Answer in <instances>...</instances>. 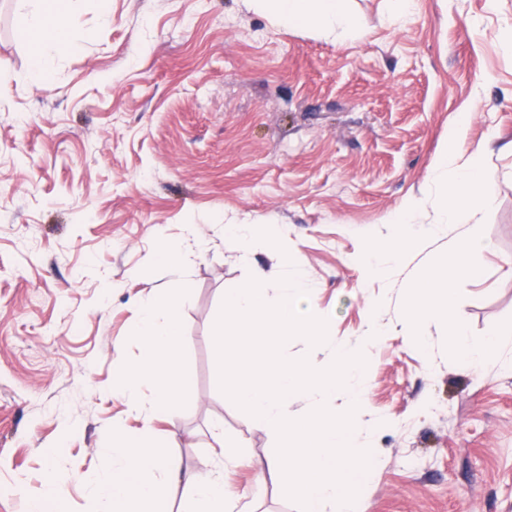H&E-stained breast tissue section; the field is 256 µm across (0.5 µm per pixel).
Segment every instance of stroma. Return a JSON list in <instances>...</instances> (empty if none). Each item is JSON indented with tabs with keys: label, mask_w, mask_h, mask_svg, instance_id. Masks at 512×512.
Instances as JSON below:
<instances>
[{
	"label": "stroma",
	"mask_w": 512,
	"mask_h": 512,
	"mask_svg": "<svg viewBox=\"0 0 512 512\" xmlns=\"http://www.w3.org/2000/svg\"><path fill=\"white\" fill-rule=\"evenodd\" d=\"M18 0H0V512H23L48 470L70 474L50 512H84L113 425L208 470L210 425L245 456L224 479L236 512H300L282 477L260 472L274 441L219 388L214 325L250 276L283 274L276 254L240 261L223 225L273 224L297 277L334 329L359 344L379 284L349 264L410 200L436 218L428 174L461 114L493 190L480 231L495 245L460 289L456 315L481 336L512 318V0H346L364 31L337 39L276 22L254 0H48L83 33L47 82L26 81L34 46ZM198 225L210 244L182 233ZM184 258L182 276L156 257ZM427 242L391 280L393 303L369 360L362 421L376 473L354 512H512V372L466 371L445 328L411 343L403 303L439 255ZM182 297L179 350L191 378L167 415L144 423L114 373L136 359L140 299Z\"/></svg>",
	"instance_id": "stroma-1"
}]
</instances>
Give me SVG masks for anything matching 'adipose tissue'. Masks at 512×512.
Wrapping results in <instances>:
<instances>
[{
  "instance_id": "1",
  "label": "adipose tissue",
  "mask_w": 512,
  "mask_h": 512,
  "mask_svg": "<svg viewBox=\"0 0 512 512\" xmlns=\"http://www.w3.org/2000/svg\"><path fill=\"white\" fill-rule=\"evenodd\" d=\"M273 8L277 22L305 27L316 25L329 35L356 36L355 21L347 14L344 0H263ZM26 36L38 51L27 80L48 79L52 58L74 48V34L65 27L45 40L47 18L38 6L22 16ZM181 334V300L177 289L153 295L140 307L137 336L141 346L138 359L117 370L122 395L145 419L168 411L178 394L187 392L191 381L182 367L178 339ZM222 439V461L206 472L184 469L181 463L147 437L129 434L122 426L112 428V444L101 454L98 468L88 480L86 512H161V505L174 487L186 494L179 512H224L230 502L224 497V467L234 462L240 450L225 441L223 427H216Z\"/></svg>"
}]
</instances>
